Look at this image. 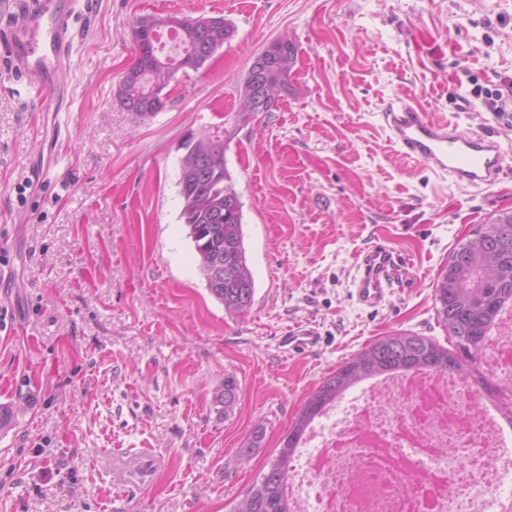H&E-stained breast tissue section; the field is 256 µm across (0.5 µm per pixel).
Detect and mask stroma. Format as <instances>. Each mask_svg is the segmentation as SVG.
Segmentation results:
<instances>
[{
  "label": "stroma",
  "instance_id": "stroma-1",
  "mask_svg": "<svg viewBox=\"0 0 512 512\" xmlns=\"http://www.w3.org/2000/svg\"><path fill=\"white\" fill-rule=\"evenodd\" d=\"M71 5L67 108L50 165V112L0 58V512H229L304 400L381 336L447 344L433 284L459 241L512 210V170L460 189L402 157L383 121L403 98L430 117L497 132L478 88L512 80V0H57ZM221 16L233 37L178 72L163 111L114 93L148 16ZM295 49L293 90L238 121L255 55ZM225 130L243 204L254 302L228 315L201 278L180 219V144ZM408 260L386 302L351 297L358 255ZM308 323L318 347L280 336ZM238 385L228 413L216 396ZM260 447L249 448L255 432ZM249 455H242V448Z\"/></svg>",
  "mask_w": 512,
  "mask_h": 512
}]
</instances>
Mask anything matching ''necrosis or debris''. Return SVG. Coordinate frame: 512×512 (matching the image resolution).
<instances>
[{"label": "necrosis or debris", "mask_w": 512, "mask_h": 512, "mask_svg": "<svg viewBox=\"0 0 512 512\" xmlns=\"http://www.w3.org/2000/svg\"><path fill=\"white\" fill-rule=\"evenodd\" d=\"M484 347L512 380V311ZM287 493L293 512H512V427L462 375L374 377L310 424Z\"/></svg>", "instance_id": "obj_1"}]
</instances>
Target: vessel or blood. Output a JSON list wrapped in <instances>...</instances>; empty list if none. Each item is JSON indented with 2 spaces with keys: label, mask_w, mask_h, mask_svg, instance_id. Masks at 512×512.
Segmentation results:
<instances>
[{
  "label": "vessel or blood",
  "mask_w": 512,
  "mask_h": 512,
  "mask_svg": "<svg viewBox=\"0 0 512 512\" xmlns=\"http://www.w3.org/2000/svg\"><path fill=\"white\" fill-rule=\"evenodd\" d=\"M70 12L54 0H16L10 24L0 31L12 68L26 80L30 103L50 105V92L67 69L74 32ZM390 139L409 159L425 162L437 176L460 188L496 184L512 153L492 133H477L430 118L417 105L401 101L384 114ZM401 266L400 254L383 244L365 249L356 264L352 295L367 308L385 300ZM288 349L307 352L319 343L318 333L302 328L282 337Z\"/></svg>",
  "instance_id": "vessel-or-blood-1"
}]
</instances>
